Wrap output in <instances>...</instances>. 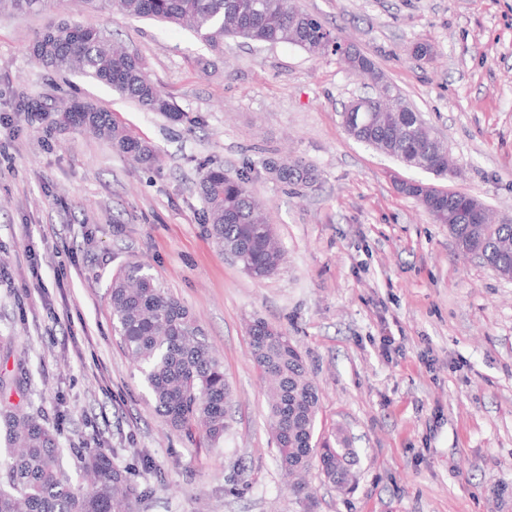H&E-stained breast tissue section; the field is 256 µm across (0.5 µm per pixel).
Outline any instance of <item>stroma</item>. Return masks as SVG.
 <instances>
[{"label": "stroma", "mask_w": 512, "mask_h": 512, "mask_svg": "<svg viewBox=\"0 0 512 512\" xmlns=\"http://www.w3.org/2000/svg\"><path fill=\"white\" fill-rule=\"evenodd\" d=\"M298 5L434 126L455 178L347 133L342 105L365 79L336 57L236 38L215 56L181 28L73 0L0 16V371L19 357L26 370L8 398L49 418L73 484L77 450H111L144 493L139 512H512V280L461 254L447 225L393 184L466 193L512 217V0ZM61 21L108 30L184 122L49 76L27 46ZM418 42L433 45L430 58H413ZM62 96L111 112L161 166L15 109ZM284 153L313 164L318 184L292 191L267 175L262 159ZM216 166L248 173L269 212L284 250L271 277L248 275L204 222L198 186ZM131 261L190 310L224 362L233 422L218 443L167 425L113 330L112 278ZM257 318L303 351L317 435L343 433L356 452L353 493L315 469L311 500L289 490L250 359Z\"/></svg>", "instance_id": "obj_1"}]
</instances>
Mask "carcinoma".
I'll return each mask as SVG.
<instances>
[{
    "instance_id": "obj_1",
    "label": "carcinoma",
    "mask_w": 512,
    "mask_h": 512,
    "mask_svg": "<svg viewBox=\"0 0 512 512\" xmlns=\"http://www.w3.org/2000/svg\"><path fill=\"white\" fill-rule=\"evenodd\" d=\"M50 0H0V15L39 13ZM90 9L110 5L131 17L155 19L188 29L194 38L217 55L224 39L239 37L276 45L292 44L311 55L320 53L323 32L333 29L317 16L301 12L293 17L290 0H83ZM30 54L56 73H79L116 94L134 101L145 112H158L172 121L183 115L169 96L145 73L139 56L124 49L102 29L60 23L39 32ZM348 69L373 84L384 81L375 63L360 50L343 58ZM18 112L53 117L55 126L88 132L109 143L134 164L154 169L159 151L134 136L94 103L76 99L59 112L35 99L21 98ZM416 112L373 113L361 131V142L391 156L404 154L448 174V149L430 139L406 137ZM266 172L291 187H308L318 180L315 167L301 159L271 158L262 162ZM203 217L210 234L255 279L277 272L283 252L275 240L263 205L252 195L247 177L235 179L217 166L199 183ZM458 193L434 192L416 199L436 224L448 223V197ZM459 248L495 271L512 270V220L492 228L455 224ZM111 308L115 331L128 356L139 368L160 414L176 429L197 428L215 443L231 428L232 389L224 365L192 328L188 309L159 286L145 265L131 262L112 280ZM252 361L270 382L269 420L279 463L288 467L316 462L324 479L349 486L356 474L354 449L336 437V446L315 440L319 393L308 374L306 360L290 338L262 319L249 327ZM9 463L0 469V512H136L145 492L137 490L128 474L112 464L102 448L80 454L88 484L75 487L64 467L51 429L37 413L22 410L3 414Z\"/></svg>"
}]
</instances>
